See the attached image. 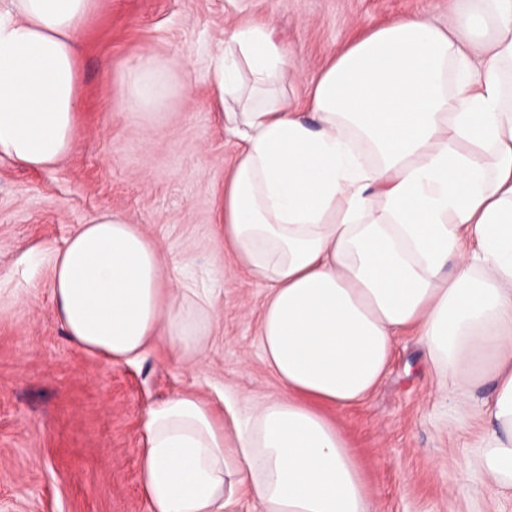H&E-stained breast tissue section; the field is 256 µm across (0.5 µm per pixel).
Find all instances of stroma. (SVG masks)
Returning <instances> with one entry per match:
<instances>
[{"label": "stroma", "mask_w": 512, "mask_h": 512, "mask_svg": "<svg viewBox=\"0 0 512 512\" xmlns=\"http://www.w3.org/2000/svg\"><path fill=\"white\" fill-rule=\"evenodd\" d=\"M457 0H102L79 47L77 150L54 168L0 160V512H149L138 476L145 410L193 392L225 415L280 393L262 359L264 283L238 267L214 222L235 161L209 107L208 60L246 21L269 23L296 75L289 100L333 55L407 15L447 21ZM170 61L184 90L169 111H132L122 78L143 53ZM104 209L123 213L173 261L172 278L211 296L216 321L194 363L151 348L107 365L57 321L48 253ZM446 395L412 335L399 337L378 389L328 415L372 491V512H512L481 467L491 383Z\"/></svg>", "instance_id": "stroma-1"}]
</instances>
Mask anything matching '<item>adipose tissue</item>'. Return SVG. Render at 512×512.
Wrapping results in <instances>:
<instances>
[{
  "mask_svg": "<svg viewBox=\"0 0 512 512\" xmlns=\"http://www.w3.org/2000/svg\"><path fill=\"white\" fill-rule=\"evenodd\" d=\"M98 0H0V157L31 170L76 148L78 42ZM272 29L244 22L209 56L215 117L238 146L215 222L268 286L259 323L282 392L225 425L192 393L150 406L140 450L149 512H371L361 466L324 407L378 387L402 331L439 377L494 384L482 466L512 486V0L407 16L334 55L308 112L288 99ZM138 112L181 86L147 53L127 68ZM122 214L81 224L49 291L68 340L107 363L160 346L186 360L213 327L208 295Z\"/></svg>",
  "mask_w": 512,
  "mask_h": 512,
  "instance_id": "adipose-tissue-1",
  "label": "adipose tissue"
}]
</instances>
